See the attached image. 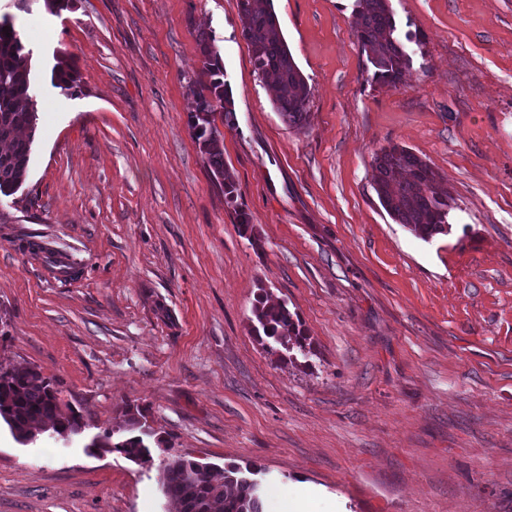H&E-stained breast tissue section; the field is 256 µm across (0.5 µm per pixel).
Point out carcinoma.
I'll use <instances>...</instances> for the list:
<instances>
[{
  "instance_id": "carcinoma-1",
  "label": "carcinoma",
  "mask_w": 512,
  "mask_h": 512,
  "mask_svg": "<svg viewBox=\"0 0 512 512\" xmlns=\"http://www.w3.org/2000/svg\"><path fill=\"white\" fill-rule=\"evenodd\" d=\"M273 0H238L243 36L251 47V61L257 77L274 79L273 104L284 121L294 128L309 123L311 90L296 64L288 44L281 36ZM358 17L354 33L361 52L374 69L377 80L395 85L410 68V56L402 43L388 0H355ZM9 27L4 32L3 27ZM201 75L194 90L195 107L190 113V128L203 155L212 181L224 188L227 203L234 205L242 231L251 225L250 214L236 205L235 182L224 170L223 135L216 118L233 121L229 90L224 83L221 56L210 39H199ZM30 52L10 18L0 17V194L10 196L22 185L31 154L36 109L29 95ZM55 84L64 91L76 87L74 71L58 65ZM373 186L387 214L407 227L416 237L429 240L450 230L448 208L452 197L440 186L441 176L427 162L399 145L380 150L373 158ZM257 336L288 349L304 352L308 337L300 322L284 304H269L260 295L254 305ZM129 434L117 442L111 434L95 440L92 448H110L135 463L150 459L145 436L149 435L143 414L126 407ZM0 422L13 438L29 444L37 432L49 430L61 437L81 432L82 417L73 409L63 410L53 381L43 377L30 364H19L0 372ZM251 468L232 466L224 471L207 467L186 455L162 462L160 485L163 495L177 512H262L257 484L249 479Z\"/></svg>"
}]
</instances>
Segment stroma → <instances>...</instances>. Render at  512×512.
Returning <instances> with one entry per match:
<instances>
[{"label": "stroma", "mask_w": 512, "mask_h": 512, "mask_svg": "<svg viewBox=\"0 0 512 512\" xmlns=\"http://www.w3.org/2000/svg\"><path fill=\"white\" fill-rule=\"evenodd\" d=\"M74 3L0 0L37 111L0 199V368L34 364L86 422L27 445L0 426V512H174L162 452L85 450L128 404L171 454L259 467L263 512L284 491L312 512H512V0H390L412 58L395 85L366 67L354 0H273L312 92L301 130L253 71L237 0ZM201 33L249 236L189 127ZM393 144L442 175L448 235L381 207L372 162ZM261 294L311 354L261 344Z\"/></svg>", "instance_id": "obj_1"}]
</instances>
